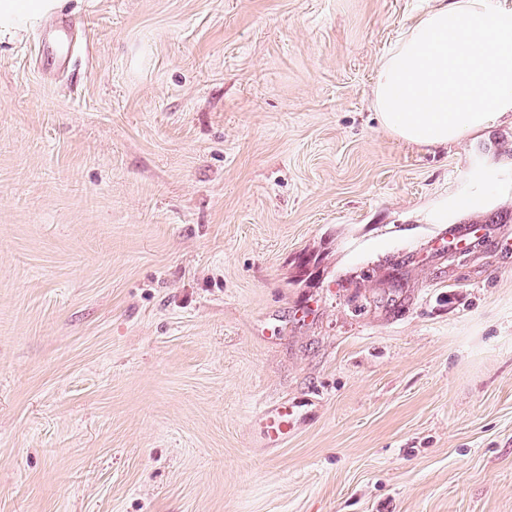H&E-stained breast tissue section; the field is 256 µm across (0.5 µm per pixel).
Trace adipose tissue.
I'll return each mask as SVG.
<instances>
[{
    "label": "adipose tissue",
    "mask_w": 512,
    "mask_h": 512,
    "mask_svg": "<svg viewBox=\"0 0 512 512\" xmlns=\"http://www.w3.org/2000/svg\"><path fill=\"white\" fill-rule=\"evenodd\" d=\"M61 0H0V42L22 37ZM372 105L385 129L448 145L512 113V6L436 0L379 63Z\"/></svg>",
    "instance_id": "adipose-tissue-1"
}]
</instances>
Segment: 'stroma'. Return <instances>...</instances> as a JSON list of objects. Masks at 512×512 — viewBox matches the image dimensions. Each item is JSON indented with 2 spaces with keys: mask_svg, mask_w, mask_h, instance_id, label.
Listing matches in <instances>:
<instances>
[{
  "mask_svg": "<svg viewBox=\"0 0 512 512\" xmlns=\"http://www.w3.org/2000/svg\"><path fill=\"white\" fill-rule=\"evenodd\" d=\"M432 4L64 0L73 74L0 44V512H512V118L371 104ZM267 439L272 444H280L288 436V428L293 421V411L288 405H281L263 415Z\"/></svg>",
  "mask_w": 512,
  "mask_h": 512,
  "instance_id": "obj_1",
  "label": "stroma"
}]
</instances>
